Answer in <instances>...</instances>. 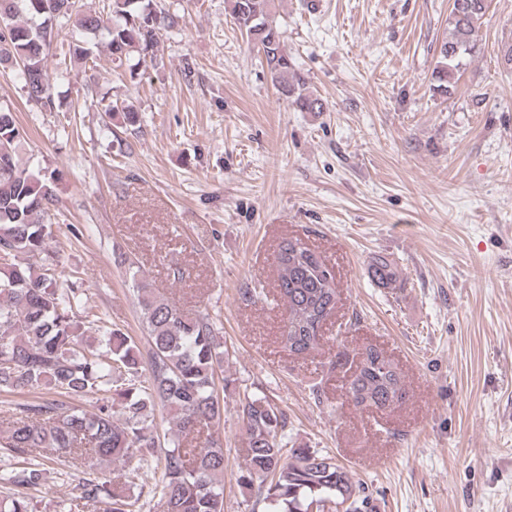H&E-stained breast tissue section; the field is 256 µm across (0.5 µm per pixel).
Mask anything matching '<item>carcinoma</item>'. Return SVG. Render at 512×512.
<instances>
[{
	"instance_id": "cac0c4a2",
	"label": "carcinoma",
	"mask_w": 512,
	"mask_h": 512,
	"mask_svg": "<svg viewBox=\"0 0 512 512\" xmlns=\"http://www.w3.org/2000/svg\"><path fill=\"white\" fill-rule=\"evenodd\" d=\"M273 0H229L239 30L261 54L272 83L288 104L302 112H323V100L285 49V36L269 20ZM488 0H453L449 37L439 48L432 72L433 90L449 94L456 75L479 51V28ZM107 12L85 8L83 0H0V62H12L30 102L51 109L54 87L46 59L53 43H68L71 62L93 59L82 35L108 40L112 60L135 74L155 55L161 30L180 16L159 0H107ZM22 137L16 114L0 106V390L22 392L43 387L52 400L16 405L0 430V484L13 490L0 498V512H35L27 491L45 480L46 463L68 462L64 475L82 474L80 498L100 504V512H132L127 483L99 476L103 462L138 460L150 470L162 464L155 484L163 512H224L222 444L211 425L220 418L216 368L224 342L215 321L204 312L189 313L155 296L149 284L132 276L148 360L135 340L107 326L94 346L85 336L89 311L77 288H62L55 269L31 259L47 251L48 224L57 204L53 177L22 166ZM275 290L287 317L281 343L289 352L309 354L323 340L322 330L336 309V276L324 258L299 238L275 250ZM378 278H399L383 253L369 258ZM149 377L141 379L143 366ZM362 409L385 411L406 397L398 367L378 348L362 352L346 388ZM98 395L86 411L66 399ZM166 409L174 426L167 448L148 424L156 406ZM244 429L238 483L257 488L265 512H363L364 489L329 453L288 447V416L265 397H248L239 406ZM41 449L35 457L32 451Z\"/></svg>"
}]
</instances>
